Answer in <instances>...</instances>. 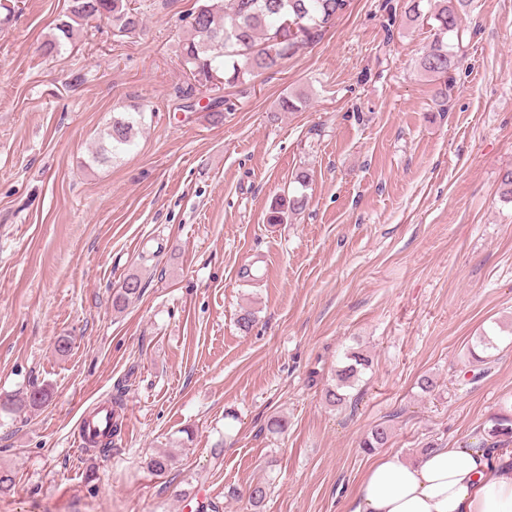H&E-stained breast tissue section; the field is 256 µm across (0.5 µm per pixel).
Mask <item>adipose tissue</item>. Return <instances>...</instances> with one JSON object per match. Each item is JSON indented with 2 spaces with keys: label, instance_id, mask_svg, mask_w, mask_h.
I'll return each mask as SVG.
<instances>
[{
  "label": "adipose tissue",
  "instance_id": "obj_1",
  "mask_svg": "<svg viewBox=\"0 0 512 512\" xmlns=\"http://www.w3.org/2000/svg\"><path fill=\"white\" fill-rule=\"evenodd\" d=\"M350 512H512V447L481 433L416 460L380 456Z\"/></svg>",
  "mask_w": 512,
  "mask_h": 512
}]
</instances>
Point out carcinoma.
Instances as JSON below:
<instances>
[{
  "instance_id": "obj_1",
  "label": "carcinoma",
  "mask_w": 512,
  "mask_h": 512,
  "mask_svg": "<svg viewBox=\"0 0 512 512\" xmlns=\"http://www.w3.org/2000/svg\"><path fill=\"white\" fill-rule=\"evenodd\" d=\"M473 0H434L433 8L423 14L409 8L411 21H426L433 39L419 62L421 70L437 82L439 111H447L448 91L460 68L459 38L462 18L471 10ZM351 0H196L188 12L189 37L181 45V60L189 72L191 83L181 90L190 99L196 88H206L214 75L227 85H237L247 76L259 75L320 41L336 20L350 7ZM91 20H106L118 36H130L142 26V18L129 0H69L67 11L55 25L56 33L43 45L47 54L58 51L74 40L79 27ZM137 124L133 112L112 118L101 134L90 162L107 163L129 151L133 145L132 131ZM142 281L135 275L126 277L113 294L112 308L121 311L140 297ZM345 364L336 370V382L324 391L325 401L340 405L345 401L342 390L354 386L369 358L360 351L344 355ZM48 394L34 387L26 397L10 403L12 409L41 407ZM494 441L512 439V416L501 415L485 429ZM392 437L387 422L374 426L362 441L368 451L385 446ZM148 469L157 475L172 470V457L166 453L152 456ZM268 484L262 480L251 483L246 495L251 506L259 508L268 495Z\"/></svg>"
}]
</instances>
